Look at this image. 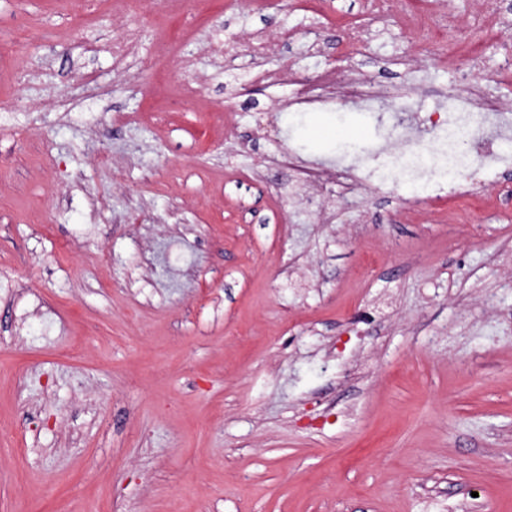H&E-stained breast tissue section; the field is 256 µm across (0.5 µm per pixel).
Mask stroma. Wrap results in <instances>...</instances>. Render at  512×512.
I'll use <instances>...</instances> for the list:
<instances>
[{
  "label": "stroma",
  "mask_w": 512,
  "mask_h": 512,
  "mask_svg": "<svg viewBox=\"0 0 512 512\" xmlns=\"http://www.w3.org/2000/svg\"><path fill=\"white\" fill-rule=\"evenodd\" d=\"M157 2L0 0V512H512V168L442 212L379 178L460 90L512 110V29L451 62L366 0ZM221 39L400 106L340 95L289 130ZM184 84L196 109L149 120ZM342 139L361 197L275 163Z\"/></svg>",
  "instance_id": "35a3bbf8"
}]
</instances>
